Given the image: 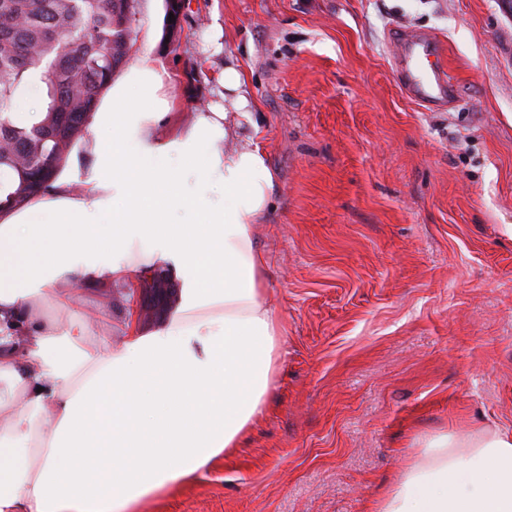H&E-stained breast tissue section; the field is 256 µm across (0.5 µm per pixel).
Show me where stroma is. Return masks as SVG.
<instances>
[{"label": "stroma", "mask_w": 512, "mask_h": 512, "mask_svg": "<svg viewBox=\"0 0 512 512\" xmlns=\"http://www.w3.org/2000/svg\"><path fill=\"white\" fill-rule=\"evenodd\" d=\"M138 0L181 119L242 71L276 178L255 229L283 328L268 408L232 449L136 512H368L415 437L512 430V9L504 0H190L175 36ZM442 46L453 103L402 89L391 38ZM113 295L92 345L122 340Z\"/></svg>", "instance_id": "obj_1"}]
</instances>
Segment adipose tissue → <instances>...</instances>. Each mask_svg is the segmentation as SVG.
<instances>
[{
	"label": "adipose tissue",
	"mask_w": 512,
	"mask_h": 512,
	"mask_svg": "<svg viewBox=\"0 0 512 512\" xmlns=\"http://www.w3.org/2000/svg\"><path fill=\"white\" fill-rule=\"evenodd\" d=\"M221 82L223 105L171 126L164 77L136 56L89 118L92 166L0 208V512H134L264 413L283 327L254 226L275 176L258 145L227 148L253 118L240 71L225 64ZM161 263L181 273L161 325L132 315L118 348H89L79 300L106 311ZM416 446L371 512H512V431Z\"/></svg>",
	"instance_id": "adipose-tissue-1"
}]
</instances>
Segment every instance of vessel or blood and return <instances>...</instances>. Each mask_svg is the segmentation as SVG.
<instances>
[{"label":"vessel or blood","instance_id":"obj_1","mask_svg":"<svg viewBox=\"0 0 512 512\" xmlns=\"http://www.w3.org/2000/svg\"><path fill=\"white\" fill-rule=\"evenodd\" d=\"M437 54L433 38L422 31H406L394 40L393 58L405 89L431 105L452 95L441 66L428 62Z\"/></svg>","mask_w":512,"mask_h":512}]
</instances>
